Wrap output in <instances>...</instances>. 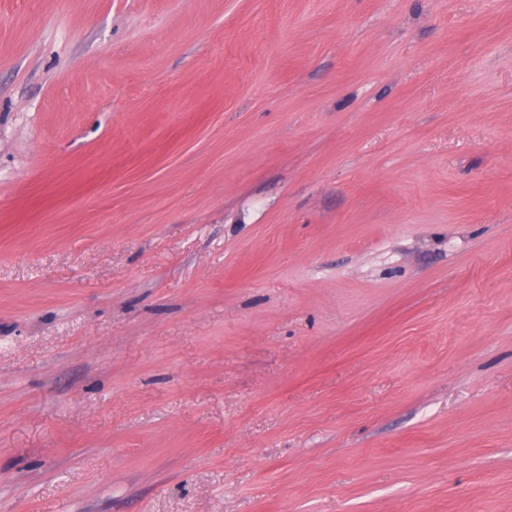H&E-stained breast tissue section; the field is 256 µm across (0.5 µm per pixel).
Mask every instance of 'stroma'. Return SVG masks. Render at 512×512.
I'll return each mask as SVG.
<instances>
[{
  "label": "stroma",
  "mask_w": 512,
  "mask_h": 512,
  "mask_svg": "<svg viewBox=\"0 0 512 512\" xmlns=\"http://www.w3.org/2000/svg\"><path fill=\"white\" fill-rule=\"evenodd\" d=\"M0 512H512V0H0Z\"/></svg>",
  "instance_id": "obj_1"
}]
</instances>
